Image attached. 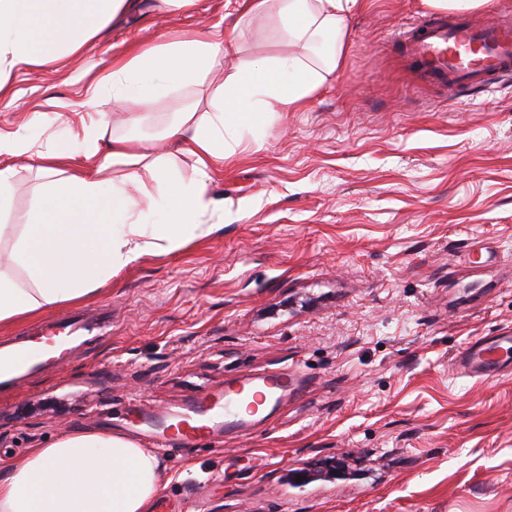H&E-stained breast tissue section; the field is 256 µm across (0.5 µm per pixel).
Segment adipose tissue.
<instances>
[{
	"label": "adipose tissue",
	"instance_id": "adipose-tissue-1",
	"mask_svg": "<svg viewBox=\"0 0 512 512\" xmlns=\"http://www.w3.org/2000/svg\"><path fill=\"white\" fill-rule=\"evenodd\" d=\"M356 0H278L288 55L237 67L209 108H179L162 132L172 152L193 157L196 177L171 175L168 155L142 136L143 105L202 84L230 43L208 35L173 40L112 63L87 101L107 94L123 111L127 131L106 124L87 131L85 166L60 168L64 150H33L20 137L0 136V206L17 174L18 158L35 155L37 185L17 243L0 269V324L94 292L104 275L149 253L170 252L224 224L223 202L206 197L212 165L247 137L298 106L327 80L346 52L347 15ZM141 0H0V90L20 65L37 66L76 54L109 25L141 12ZM324 43L319 67L307 54ZM171 152V153H172ZM120 177H113L115 167ZM163 191L165 220L147 221L145 179ZM25 273L24 280L9 267ZM161 479L158 458L116 434L77 430L15 465L0 466V512H149Z\"/></svg>",
	"mask_w": 512,
	"mask_h": 512
}]
</instances>
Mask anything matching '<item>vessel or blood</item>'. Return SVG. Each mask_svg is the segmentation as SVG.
<instances>
[{
  "instance_id": "vessel-or-blood-1",
  "label": "vessel or blood",
  "mask_w": 512,
  "mask_h": 512,
  "mask_svg": "<svg viewBox=\"0 0 512 512\" xmlns=\"http://www.w3.org/2000/svg\"><path fill=\"white\" fill-rule=\"evenodd\" d=\"M422 33L411 42L429 77L458 87L488 86L494 77L512 71V18L493 17L459 24L443 17L421 21ZM512 350V336H483L470 342L457 357L458 365L480 377L500 369L501 353ZM42 361L26 345L0 349V382H12ZM299 386L287 370L264 372L226 382L223 389L197 398L178 414V432H171L168 415L153 416L149 435L154 447L195 448L218 435L241 436L256 425L257 406L280 403Z\"/></svg>"
}]
</instances>
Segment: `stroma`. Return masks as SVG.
I'll return each mask as SVG.
<instances>
[{"instance_id": "obj_1", "label": "stroma", "mask_w": 512, "mask_h": 512, "mask_svg": "<svg viewBox=\"0 0 512 512\" xmlns=\"http://www.w3.org/2000/svg\"><path fill=\"white\" fill-rule=\"evenodd\" d=\"M424 0H358L348 52L310 99L212 170L223 226L146 254L93 295L0 327L44 335L61 315L107 312L109 337L25 382L0 385V460L75 429L144 443L137 407L177 410L225 382L288 368L300 394L243 438L159 453L173 512H512V359L493 378L453 368L512 332V77L458 97L406 37ZM235 32L211 81L150 104L140 133L206 110L236 66L287 54L270 0L144 11L82 54L23 66L0 97V135L80 149L110 103L85 105L113 59L172 38ZM30 158L0 222L20 224ZM306 481H297V473Z\"/></svg>"}]
</instances>
